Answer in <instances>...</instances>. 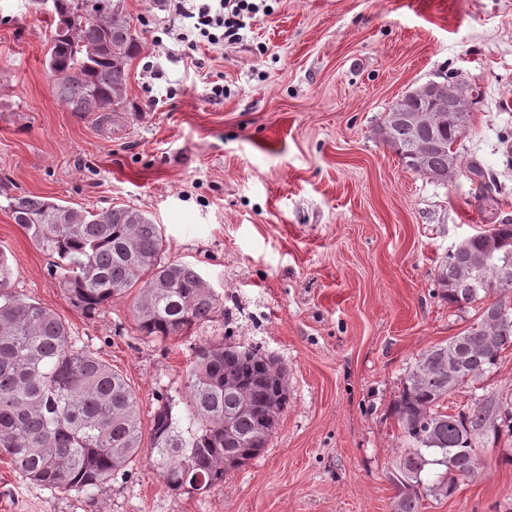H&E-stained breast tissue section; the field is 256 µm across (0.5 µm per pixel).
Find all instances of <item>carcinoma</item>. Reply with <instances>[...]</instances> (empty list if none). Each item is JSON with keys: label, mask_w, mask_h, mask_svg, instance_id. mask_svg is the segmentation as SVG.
Wrapping results in <instances>:
<instances>
[{"label": "carcinoma", "mask_w": 512, "mask_h": 512, "mask_svg": "<svg viewBox=\"0 0 512 512\" xmlns=\"http://www.w3.org/2000/svg\"><path fill=\"white\" fill-rule=\"evenodd\" d=\"M81 15L54 30L50 71L55 94L70 112L88 117L124 112L127 67L142 50L136 29L113 0H92ZM406 106L422 114L408 125L387 113L385 143L402 161L412 144L433 143L425 163L430 178L448 182L465 168L489 188L477 160L461 163L448 148L459 138L452 112L439 121L426 101ZM15 223L54 258L71 302L89 318L115 298L137 291V331L165 340L182 336L222 313L213 288L191 264L164 260L160 225L124 206L91 212L37 196L6 197ZM512 261V224L468 235L434 270L442 297L463 312L491 295L479 322L422 353L407 370L393 412L402 452L390 481L392 512H418L420 495L451 496L480 466L476 437L512 435V398L472 394L466 408L441 411L462 386L492 373L512 349V281L500 275ZM13 265L0 251V454L25 479L50 490L92 496L139 456L158 465L164 484L202 494L224 484L267 447L288 405L287 369L260 350L224 336L199 345L186 372L182 408L164 404L142 445L138 401L126 378L77 345L61 316L11 289ZM506 308L508 313L500 315Z\"/></svg>", "instance_id": "carcinoma-1"}]
</instances>
